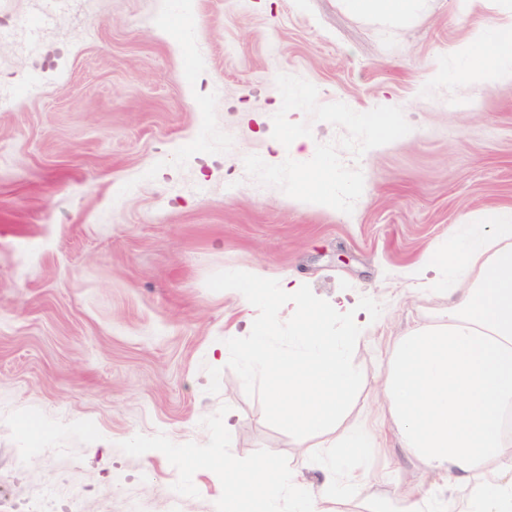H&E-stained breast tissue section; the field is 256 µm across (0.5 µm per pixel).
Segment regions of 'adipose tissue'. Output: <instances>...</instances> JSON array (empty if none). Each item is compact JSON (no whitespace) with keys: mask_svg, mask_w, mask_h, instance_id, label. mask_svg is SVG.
Instances as JSON below:
<instances>
[{"mask_svg":"<svg viewBox=\"0 0 512 512\" xmlns=\"http://www.w3.org/2000/svg\"><path fill=\"white\" fill-rule=\"evenodd\" d=\"M464 54V73L511 80L512 25L478 34ZM483 229L477 241L450 230L449 252L427 249L412 271L481 269L461 288L438 282L442 323L403 336L380 380L402 447L446 488L402 491L398 512H512V209L486 211ZM461 486L468 495L455 496Z\"/></svg>","mask_w":512,"mask_h":512,"instance_id":"obj_1","label":"adipose tissue"}]
</instances>
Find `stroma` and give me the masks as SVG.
Returning a JSON list of instances; mask_svg holds the SVG:
<instances>
[{
    "instance_id": "35a3bbf8",
    "label": "stroma",
    "mask_w": 512,
    "mask_h": 512,
    "mask_svg": "<svg viewBox=\"0 0 512 512\" xmlns=\"http://www.w3.org/2000/svg\"><path fill=\"white\" fill-rule=\"evenodd\" d=\"M511 20L512 0H422L404 23L344 0H0V512L48 483L81 487L84 512H216L215 473L178 499L161 452L118 444L206 443L200 421L224 404L235 457L285 455L314 490L327 474L311 453L365 429L373 459L343 512L432 485L378 381L396 338L448 309L410 276L423 251L512 209V81L457 75L462 48ZM281 73L320 103L397 106L411 125L360 161L343 154L364 175L353 213L247 176L249 154L310 159L274 145ZM224 270L382 304L354 350L360 390L329 433L272 427L214 360L251 331L240 299L206 286ZM31 419L46 427L36 442L19 433Z\"/></svg>"
}]
</instances>
